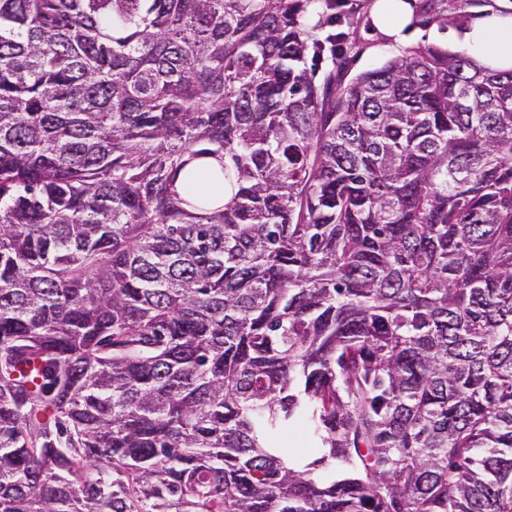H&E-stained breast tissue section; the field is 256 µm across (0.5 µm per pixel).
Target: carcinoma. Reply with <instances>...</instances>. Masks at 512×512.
Segmentation results:
<instances>
[{
    "instance_id": "carcinoma-1",
    "label": "carcinoma",
    "mask_w": 512,
    "mask_h": 512,
    "mask_svg": "<svg viewBox=\"0 0 512 512\" xmlns=\"http://www.w3.org/2000/svg\"><path fill=\"white\" fill-rule=\"evenodd\" d=\"M335 5L0 0V512H512V70ZM274 440L276 443H285L288 448H294L298 453L308 456L314 446L310 430L301 423L290 424L288 431L277 435Z\"/></svg>"
}]
</instances>
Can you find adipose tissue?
<instances>
[{
	"label": "adipose tissue",
	"instance_id": "adipose-tissue-1",
	"mask_svg": "<svg viewBox=\"0 0 512 512\" xmlns=\"http://www.w3.org/2000/svg\"><path fill=\"white\" fill-rule=\"evenodd\" d=\"M454 44L485 68L512 70V14L493 13L472 23Z\"/></svg>",
	"mask_w": 512,
	"mask_h": 512
}]
</instances>
